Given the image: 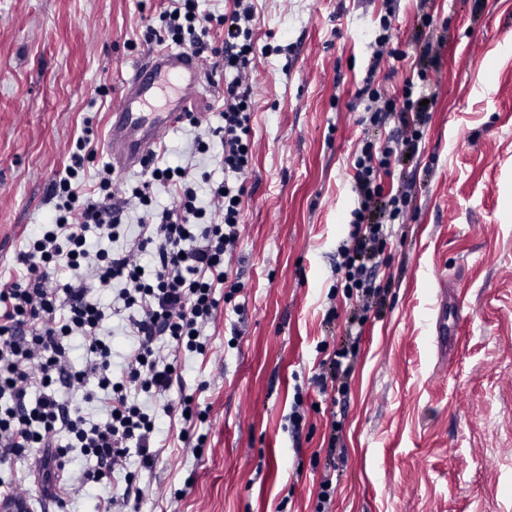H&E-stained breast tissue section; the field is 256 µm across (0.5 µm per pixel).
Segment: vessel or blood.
Segmentation results:
<instances>
[{
  "instance_id": "vessel-or-blood-1",
  "label": "vessel or blood",
  "mask_w": 512,
  "mask_h": 512,
  "mask_svg": "<svg viewBox=\"0 0 512 512\" xmlns=\"http://www.w3.org/2000/svg\"><path fill=\"white\" fill-rule=\"evenodd\" d=\"M204 78L201 58L163 44L137 64L111 111L107 154L113 167L138 166L185 116Z\"/></svg>"
}]
</instances>
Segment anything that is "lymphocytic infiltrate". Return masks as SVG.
<instances>
[{"mask_svg": "<svg viewBox=\"0 0 512 512\" xmlns=\"http://www.w3.org/2000/svg\"><path fill=\"white\" fill-rule=\"evenodd\" d=\"M159 26H147L145 42H164L195 54L211 52L224 63L221 125L209 138H194L190 154L216 153L224 172L213 180L201 164L176 167L151 155L134 180L116 184L110 167L89 176L95 154L92 131L73 143L70 159L53 180L50 223L27 238L16 261L19 278L0 279V462L34 455V466L10 481L0 479V499L27 482L66 503L74 485L110 483L104 512L140 502L138 474L158 461L157 413L180 423L183 443L204 446L197 434L207 413L193 395L175 392L180 356L206 355L207 328L221 300L241 289L229 281L224 258L240 239L246 194L239 176L252 165V100L248 76L255 58L253 7L237 0L228 14L213 15L199 0H165ZM220 30V45L209 42ZM368 119L397 122V135L383 145L365 143L352 160L349 231L336 249L335 272L350 302V325L364 326L380 310L387 283L378 258L393 225L412 209L408 188L383 193L380 178L405 156H418L423 139L425 86L405 77L402 102L373 85ZM94 190H87L88 178ZM171 196L156 202V190ZM125 337L129 351L112 363V339ZM359 350L358 335L324 358L313 381L324 396L345 395ZM102 401L101 415L87 404ZM66 444H59L58 435ZM79 454L78 472L59 474L58 460Z\"/></svg>", "mask_w": 512, "mask_h": 512, "instance_id": "f902f5d3", "label": "lymphocytic infiltrate"}]
</instances>
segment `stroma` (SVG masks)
I'll use <instances>...</instances> for the list:
<instances>
[{
    "mask_svg": "<svg viewBox=\"0 0 512 512\" xmlns=\"http://www.w3.org/2000/svg\"><path fill=\"white\" fill-rule=\"evenodd\" d=\"M163 0H0V273L53 207L48 187L73 140L92 127L96 173L112 101L150 51L142 34ZM260 48L251 72L253 163L241 238L226 264L242 290L220 304L206 355L180 359L181 381L208 418L193 454L158 415L163 446L139 512H315L331 418L346 462L330 512H512V0H252ZM393 9L391 48L373 42ZM430 28H423L424 12ZM438 55L421 152L384 190L412 188L381 275L384 312L363 327L349 393L338 402L309 378L319 346L342 336L348 302L327 324L336 247L354 206L350 162L365 134L366 75L394 99L415 67V36ZM272 53H262V46ZM215 78L193 100L198 126L165 138L173 161L219 124ZM448 335L436 340L440 304ZM304 383L299 435L287 429ZM185 488L177 501L164 490Z\"/></svg>",
    "mask_w": 512,
    "mask_h": 512,
    "instance_id": "obj_1",
    "label": "stroma"
}]
</instances>
